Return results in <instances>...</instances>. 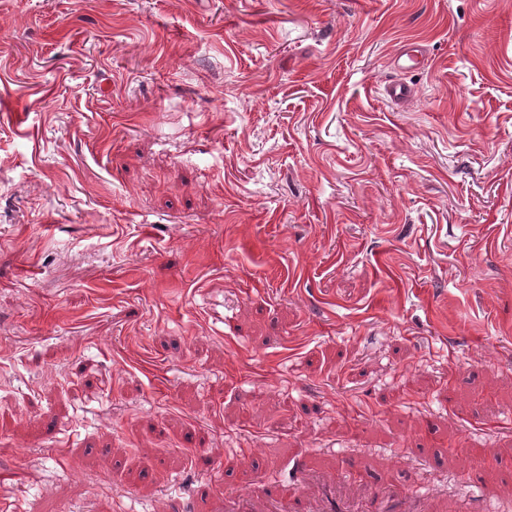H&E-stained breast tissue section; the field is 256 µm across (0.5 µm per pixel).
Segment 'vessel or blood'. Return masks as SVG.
<instances>
[{
    "mask_svg": "<svg viewBox=\"0 0 512 512\" xmlns=\"http://www.w3.org/2000/svg\"><path fill=\"white\" fill-rule=\"evenodd\" d=\"M383 93L392 103L402 105L414 96V89L407 82L391 79L383 87ZM311 480L304 470H296L293 490L289 497H282L277 490H268L264 499H256L250 486L222 488L225 512H349V505L339 496L333 485H325L319 498H308L304 488ZM371 505L366 512H413L410 498L406 495H387L372 490Z\"/></svg>",
    "mask_w": 512,
    "mask_h": 512,
    "instance_id": "1",
    "label": "vessel or blood"
}]
</instances>
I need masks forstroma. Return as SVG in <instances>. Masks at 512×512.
<instances>
[{
  "label": "stroma",
  "instance_id": "obj_1",
  "mask_svg": "<svg viewBox=\"0 0 512 512\" xmlns=\"http://www.w3.org/2000/svg\"><path fill=\"white\" fill-rule=\"evenodd\" d=\"M300 465L512 512V0H0V512ZM383 93L392 103L404 105L414 96V89L402 79H390L383 86Z\"/></svg>",
  "mask_w": 512,
  "mask_h": 512
}]
</instances>
